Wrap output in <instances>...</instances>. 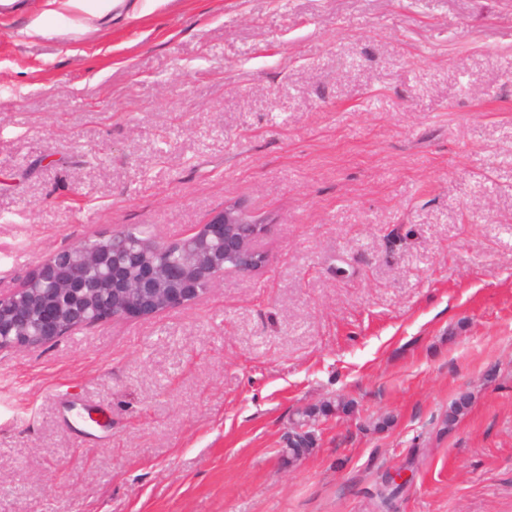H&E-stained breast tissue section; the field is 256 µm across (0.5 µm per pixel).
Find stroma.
Here are the masks:
<instances>
[{"mask_svg": "<svg viewBox=\"0 0 512 512\" xmlns=\"http://www.w3.org/2000/svg\"><path fill=\"white\" fill-rule=\"evenodd\" d=\"M8 3L0 293L230 202L268 262L0 348V512H512V0ZM331 411L329 404L319 408L308 409L298 414L294 426L288 431L286 448H282L281 456L284 463L292 464L309 453L315 445L313 425L318 414L327 415Z\"/></svg>", "mask_w": 512, "mask_h": 512, "instance_id": "stroma-1", "label": "stroma"}]
</instances>
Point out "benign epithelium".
<instances>
[{
	"label": "benign epithelium",
	"instance_id": "7a95c632",
	"mask_svg": "<svg viewBox=\"0 0 512 512\" xmlns=\"http://www.w3.org/2000/svg\"><path fill=\"white\" fill-rule=\"evenodd\" d=\"M261 232V219L241 203H228L207 223L172 241L183 253L182 263L177 266L156 258L155 248L148 243L140 245L133 264H120L114 254L117 246L112 233L98 239L88 250L68 253L64 265L59 254L54 253L35 265L30 277L12 293L0 294V329L5 315L15 324H22L20 313L30 300L45 293L38 282L47 280L58 284L52 291L56 302L43 308L37 335L16 336L9 346L42 345L84 325L86 316L94 310V299L83 288L81 276L87 265L101 268L103 275L98 288L115 296L110 315L105 317L107 321L151 317L194 302L224 275L226 256L234 255L243 261L238 267L242 273L265 266L267 257L256 245Z\"/></svg>",
	"mask_w": 512,
	"mask_h": 512
}]
</instances>
